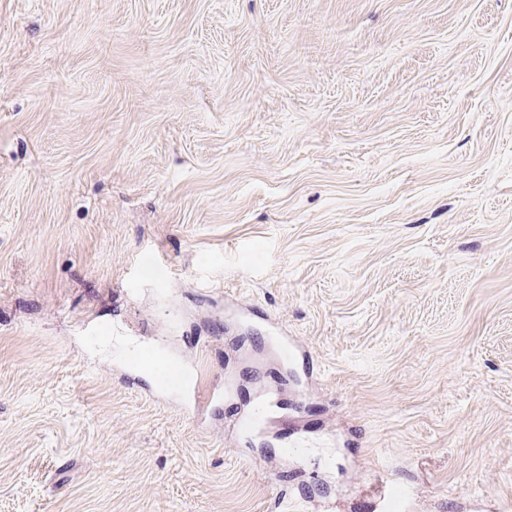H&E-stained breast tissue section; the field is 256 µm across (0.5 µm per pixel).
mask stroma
Masks as SVG:
<instances>
[{
  "label": "stroma",
  "mask_w": 512,
  "mask_h": 512,
  "mask_svg": "<svg viewBox=\"0 0 512 512\" xmlns=\"http://www.w3.org/2000/svg\"><path fill=\"white\" fill-rule=\"evenodd\" d=\"M507 501L512 0H0V512Z\"/></svg>",
  "instance_id": "35a3bbf8"
}]
</instances>
